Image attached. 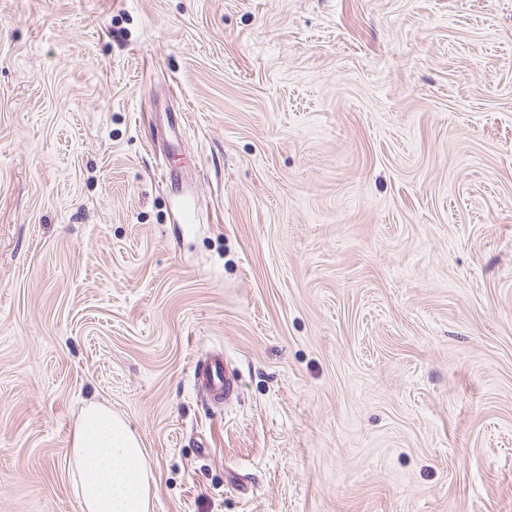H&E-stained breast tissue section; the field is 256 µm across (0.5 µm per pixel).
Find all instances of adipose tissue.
I'll list each match as a JSON object with an SVG mask.
<instances>
[{
  "mask_svg": "<svg viewBox=\"0 0 512 512\" xmlns=\"http://www.w3.org/2000/svg\"><path fill=\"white\" fill-rule=\"evenodd\" d=\"M68 471L81 512H153L143 443L104 403L84 407L72 433Z\"/></svg>",
  "mask_w": 512,
  "mask_h": 512,
  "instance_id": "adipose-tissue-1",
  "label": "adipose tissue"
}]
</instances>
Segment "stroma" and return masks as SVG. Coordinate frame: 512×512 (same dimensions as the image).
Listing matches in <instances>:
<instances>
[{
  "label": "stroma",
  "mask_w": 512,
  "mask_h": 512,
  "mask_svg": "<svg viewBox=\"0 0 512 512\" xmlns=\"http://www.w3.org/2000/svg\"><path fill=\"white\" fill-rule=\"evenodd\" d=\"M91 397L154 512H512V0H0V512ZM194 384L211 403L221 402L237 388L234 377L226 371L224 358L219 355L195 366Z\"/></svg>",
  "instance_id": "1"
}]
</instances>
